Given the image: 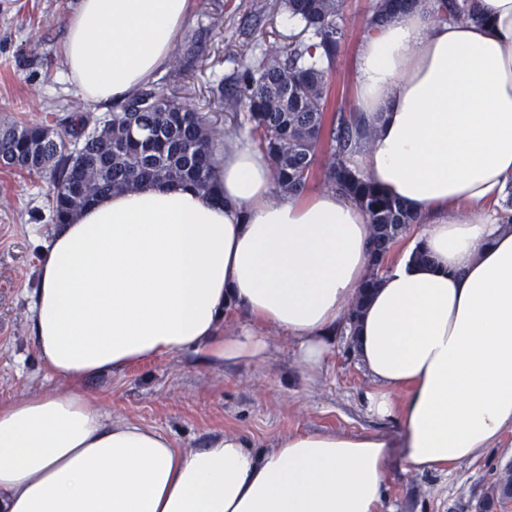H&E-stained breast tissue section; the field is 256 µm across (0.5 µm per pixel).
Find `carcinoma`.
<instances>
[{"label": "carcinoma", "instance_id": "1", "mask_svg": "<svg viewBox=\"0 0 512 512\" xmlns=\"http://www.w3.org/2000/svg\"><path fill=\"white\" fill-rule=\"evenodd\" d=\"M416 0H373L362 19L365 32L395 18ZM288 15L302 24L303 38L244 65L235 79L228 108L244 102L236 118L249 126L274 168L278 195L297 194L317 175L324 187L343 194L375 227L369 283L399 237L415 223L396 199L370 184L354 159L365 145L364 119L336 107L329 69L344 42V0H283ZM439 19L476 20L469 0H441ZM222 139L202 116L166 86L148 82L102 117H67L62 128L35 123L0 126L4 166L47 179L51 220L64 224L98 197L143 183L189 182L215 196Z\"/></svg>", "mask_w": 512, "mask_h": 512}]
</instances>
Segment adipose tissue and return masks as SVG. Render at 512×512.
Returning a JSON list of instances; mask_svg holds the SVG:
<instances>
[{"mask_svg":"<svg viewBox=\"0 0 512 512\" xmlns=\"http://www.w3.org/2000/svg\"><path fill=\"white\" fill-rule=\"evenodd\" d=\"M475 6L478 20L437 22L420 0L359 46L354 109L371 133L356 166L416 217L375 288L364 212L326 189L274 195L268 155L230 138L215 198L149 183L56 228L29 315L47 372L259 361L273 329L312 378L358 302L366 408L397 424L406 464L444 474L490 448L512 429V0ZM189 15L190 0H79L64 42L76 97L118 103L152 80ZM393 446L304 432L255 453L230 434L184 453L105 422L75 388L0 403V512H379Z\"/></svg>","mask_w":512,"mask_h":512,"instance_id":"ef3b65f1","label":"adipose tissue"}]
</instances>
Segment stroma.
Returning a JSON list of instances; mask_svg holds the SVG:
<instances>
[{
    "instance_id": "stroma-1",
    "label": "stroma",
    "mask_w": 512,
    "mask_h": 512,
    "mask_svg": "<svg viewBox=\"0 0 512 512\" xmlns=\"http://www.w3.org/2000/svg\"><path fill=\"white\" fill-rule=\"evenodd\" d=\"M372 0H345V39L331 65L336 105L352 111V63L363 40L359 24ZM78 0H0V123L58 125L77 105L63 77L66 20ZM277 0H191L190 18L176 46L189 52L183 75L166 68L156 76L180 101L226 135L238 134L231 112L214 96L216 81L232 86L242 63L285 47L299 27L286 23ZM45 179L0 167V401L60 395L70 382L44 369L29 332L30 296L39 281V250L55 226L49 220ZM269 349L257 363L204 365L175 354L141 367L106 370L79 385L101 398V414L170 437L190 452L227 434L271 451L295 432L397 436L395 423L371 415L363 396L371 383L338 334L315 379H307L295 343L270 330ZM512 468V429L481 457L449 474H420L395 460L380 512H481L480 505L505 468Z\"/></svg>"
}]
</instances>
